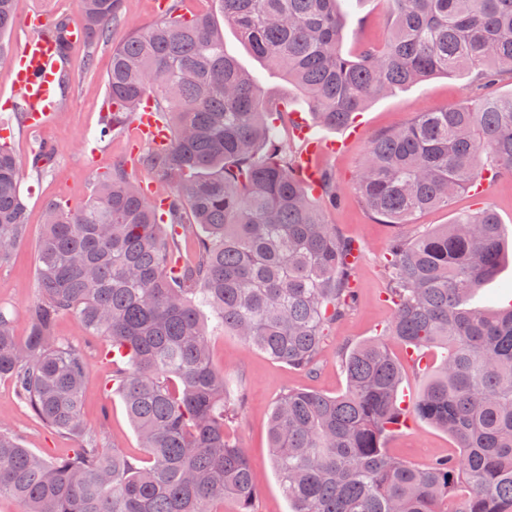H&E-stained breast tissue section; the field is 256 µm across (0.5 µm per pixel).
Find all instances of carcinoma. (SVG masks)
I'll return each instance as SVG.
<instances>
[{"label": "carcinoma", "mask_w": 512, "mask_h": 512, "mask_svg": "<svg viewBox=\"0 0 512 512\" xmlns=\"http://www.w3.org/2000/svg\"><path fill=\"white\" fill-rule=\"evenodd\" d=\"M224 22L309 102L311 129L345 128L374 99L435 74L472 75L492 86L512 76V0H388L391 35L352 60L342 51L340 0H211ZM86 40L104 41L123 0H80ZM14 0H0V56ZM99 136L122 132L149 98L171 142L139 164L170 188L149 199L121 163L86 205L45 207L36 253L38 301L18 341L0 308V378L40 423L81 438L46 457L0 426V498L23 512H212L231 498L254 512L253 471L224 424L241 392L209 362V332L312 370L327 336L352 308L354 243L336 235L315 194L294 173L300 124L271 102L224 50L209 14L187 17L178 0L151 28L112 50ZM22 158L0 142V265L26 235ZM502 173L512 174V92L474 106L421 112L376 137L356 175L367 209L388 224ZM321 198L341 191L328 172ZM193 238L187 260L182 242ZM505 255V234L488 207L415 237L391 240L385 335L417 358L427 382L401 407V364L386 343L341 355L339 396L289 389L273 408L269 448L292 512H512V304H472ZM76 317L123 358L106 381L119 394L147 458L103 447V429L82 423L81 346L55 335ZM442 429L460 448L425 466L386 451L408 414Z\"/></svg>", "instance_id": "obj_1"}]
</instances>
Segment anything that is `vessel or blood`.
<instances>
[{
	"label": "vessel or blood",
	"mask_w": 512,
	"mask_h": 512,
	"mask_svg": "<svg viewBox=\"0 0 512 512\" xmlns=\"http://www.w3.org/2000/svg\"><path fill=\"white\" fill-rule=\"evenodd\" d=\"M47 24L46 17L34 15L31 20L33 33L15 56L11 69V83L19 108L26 112L29 121L39 123L54 112L61 82L57 43L43 34ZM138 125L142 138L151 145L168 144L170 133L152 108L142 109ZM343 147L340 141L327 143L318 137L311 138L306 150L300 155L298 173L308 179H315L316 174L311 165L313 156L325 150L337 152Z\"/></svg>",
	"instance_id": "1"
}]
</instances>
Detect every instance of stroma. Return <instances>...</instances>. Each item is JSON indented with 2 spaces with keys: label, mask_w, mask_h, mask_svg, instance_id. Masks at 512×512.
<instances>
[{
  "label": "stroma",
  "mask_w": 512,
  "mask_h": 512,
  "mask_svg": "<svg viewBox=\"0 0 512 512\" xmlns=\"http://www.w3.org/2000/svg\"><path fill=\"white\" fill-rule=\"evenodd\" d=\"M159 0H123L120 22L113 26L108 41L74 44L68 67L70 84L63 91L61 105L53 120L38 130L20 122L6 105L13 101L7 59L0 58V108L11 129L10 142L23 158H30L41 143L55 145L56 155L49 173L38 178L30 167H22L19 181L28 210L25 239L15 249L11 260L0 266V307L13 318L14 334L24 337L28 329L27 309L38 300L35 288V252L43 235V212L47 203L58 202L71 210L82 207L102 175L115 163H124L128 173L150 195L164 193V185L140 167L135 143L137 129L128 125L125 133L102 141L98 130L106 102L105 79L110 69L112 48L129 32L141 30L160 21ZM41 8L50 17L80 16L79 0H15L16 24L8 37L11 47H18L32 32L30 13ZM348 21L343 49L356 50L365 43L383 44L388 37L389 4L387 0H349ZM227 52L251 71L263 90L289 110L307 112L305 98L290 84L254 58L231 26H224ZM483 88L470 77L439 75L401 88L372 101L355 120L359 132L348 137L346 130H326L327 140L347 139L343 151L319 156L317 163L328 169L342 189L344 198L328 210L327 220L334 224L339 237L354 241L361 258L353 282L354 307L338 321L326 341L314 371L307 372L269 358L249 348L237 336L215 333L210 337L212 365L242 389L245 402L229 431L246 449L253 469L257 497L256 512H290L291 505L277 479L269 453V421L276 401L288 389H308L330 396L347 387L340 364L343 348L382 338L394 316V305L386 296L384 264L390 240L397 235L412 237L450 223L455 214L487 205L499 216L505 234H512V175L502 174L490 183L484 198L470 193L457 197L451 208L430 210L415 216L409 224H387L371 215L355 190V175L364 161L372 140L411 122L418 113L436 112L452 106L478 103ZM57 336L76 341L86 354V394L83 420L93 427L105 423L106 448H116L132 456L143 450L125 410L116 394L107 391L105 381L112 372V362L105 356L103 337L89 335L71 316L61 318ZM10 427L26 447L45 456H60L78 447L79 439L56 433L41 425L16 397L11 380L0 378V425ZM387 450L415 465H426L446 455L456 454L452 438L442 429L419 418L388 442Z\"/></svg>",
  "instance_id": "stroma-1"
}]
</instances>
